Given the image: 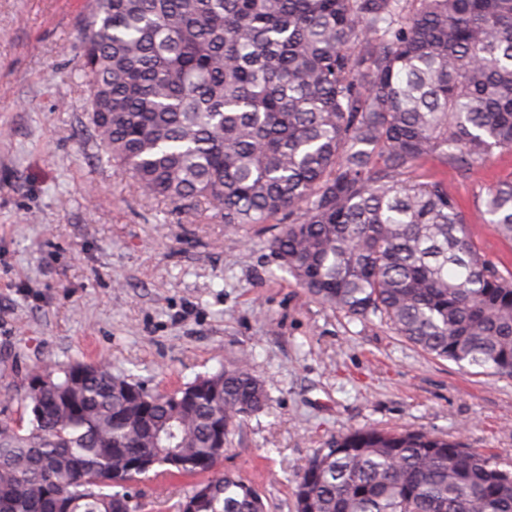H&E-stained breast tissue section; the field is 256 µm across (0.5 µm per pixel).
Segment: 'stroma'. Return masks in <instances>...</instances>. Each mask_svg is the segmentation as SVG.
I'll return each instance as SVG.
<instances>
[{
  "instance_id": "obj_1",
  "label": "stroma",
  "mask_w": 512,
  "mask_h": 512,
  "mask_svg": "<svg viewBox=\"0 0 512 512\" xmlns=\"http://www.w3.org/2000/svg\"><path fill=\"white\" fill-rule=\"evenodd\" d=\"M85 0H0V420L27 417L34 366L103 361L146 388H173L240 351L270 407L235 433L220 465L293 512L319 448L371 427L448 436L512 465V378L459 367L309 297L282 268L272 225L225 229L206 204L147 199L97 145L77 77ZM486 259L512 248L482 201L512 177V150L469 175L432 159ZM190 478L141 483L140 512H174Z\"/></svg>"
}]
</instances>
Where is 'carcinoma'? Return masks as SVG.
I'll use <instances>...</instances> for the list:
<instances>
[{"mask_svg":"<svg viewBox=\"0 0 512 512\" xmlns=\"http://www.w3.org/2000/svg\"><path fill=\"white\" fill-rule=\"evenodd\" d=\"M84 104L139 191L269 247L308 294L428 354L512 378V270L478 248L428 159L512 149V0H93ZM483 214L512 244V177ZM0 422V512H136L132 486L196 479L175 512H267L215 468L268 407L246 356L171 391L104 362L37 367ZM294 512H512V471L427 432L355 430L302 468Z\"/></svg>","mask_w":512,"mask_h":512,"instance_id":"obj_1","label":"carcinoma"}]
</instances>
